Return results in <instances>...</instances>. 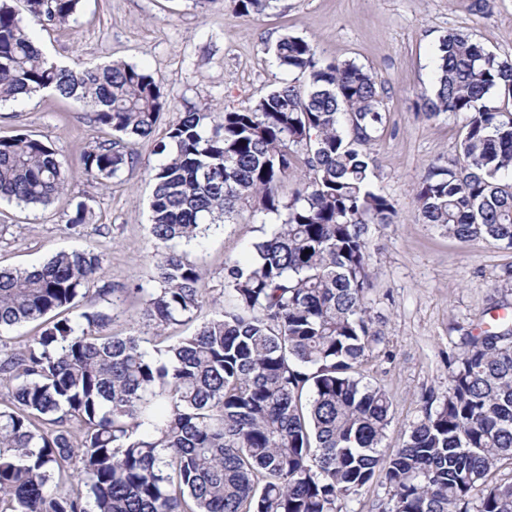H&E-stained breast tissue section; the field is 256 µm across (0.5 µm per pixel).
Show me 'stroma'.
<instances>
[{
    "label": "stroma",
    "instance_id": "stroma-1",
    "mask_svg": "<svg viewBox=\"0 0 512 512\" xmlns=\"http://www.w3.org/2000/svg\"><path fill=\"white\" fill-rule=\"evenodd\" d=\"M455 28L488 51L512 60V0H278L259 17L240 16L234 0H83L74 22L35 27L44 52L57 62L143 66L162 81L168 121L193 107L239 106L265 96L288 75L271 51L285 34L314 45L326 60L352 61L371 72L384 89L385 120L372 145L375 183L393 202L397 221L373 225L368 295L374 326L383 339L361 372L392 399L384 448L401 446L427 398L448 389L449 365L461 352L465 333L479 334L495 312L498 286L512 269V250L491 241L466 245L423 223L413 189L429 166L447 165L462 117L417 116L430 94L434 52L441 35ZM19 133L50 138L68 169L66 192L46 207L0 202V267L43 263L58 250L92 246L104 255L103 281L128 289L127 314L114 317L112 334L151 336L130 319L144 303L135 286L151 287L156 246L149 231L147 176L159 157L155 142L137 140L132 175L102 188L88 182L77 162L108 129L69 99L40 94L0 107V137ZM89 198L96 221L73 235L66 216ZM261 217L243 210L236 223L214 227L186 245L202 264L214 296L224 290V265L243 259L261 234Z\"/></svg>",
    "mask_w": 512,
    "mask_h": 512
}]
</instances>
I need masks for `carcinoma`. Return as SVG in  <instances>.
Instances as JSON below:
<instances>
[{"mask_svg": "<svg viewBox=\"0 0 512 512\" xmlns=\"http://www.w3.org/2000/svg\"><path fill=\"white\" fill-rule=\"evenodd\" d=\"M276 0H236L242 16ZM81 0H23L35 24L63 26ZM427 118L464 116L448 165L414 189L423 219L461 243L512 248V61L450 29L438 42ZM278 67L294 75L232 109L183 113L156 142L150 233L160 248L156 286L144 295L145 338L107 332L108 310L73 317L103 270L94 247L59 251L38 267H0V330L37 323L19 345L0 342V512H342L341 501L381 474V512H512V482L488 483L512 461V323L476 336L450 363L448 391L426 401L400 448L382 447L386 391L360 368L378 337L366 293L370 225L395 223L374 185L371 145L384 90L351 61H324L285 35ZM83 103L112 130L80 154L84 174L107 187L136 167L131 139H150L168 102L159 77L125 62L48 63L32 28L0 0V101L20 93ZM304 185L284 192L297 159ZM67 168L47 140L0 138V201L48 206ZM250 207L277 223L246 263L224 267V301L192 334L165 329L217 304L200 265L178 250L212 224ZM94 221L77 201L67 227ZM311 253H305V250Z\"/></svg>", "mask_w": 512, "mask_h": 512, "instance_id": "carcinoma-1", "label": "carcinoma"}]
</instances>
